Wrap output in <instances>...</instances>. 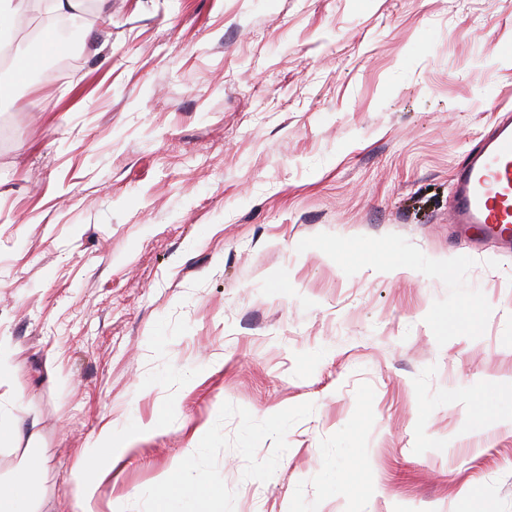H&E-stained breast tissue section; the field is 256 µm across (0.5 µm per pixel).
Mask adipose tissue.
<instances>
[{"label":"adipose tissue","instance_id":"1","mask_svg":"<svg viewBox=\"0 0 512 512\" xmlns=\"http://www.w3.org/2000/svg\"><path fill=\"white\" fill-rule=\"evenodd\" d=\"M139 431L135 425L125 437L117 438L111 426H103L92 448L86 449L81 467L73 473L79 512H96L98 486L111 472L115 457L126 451ZM44 468L43 456L35 449H25L15 477L0 484V512H35L33 505L41 496ZM189 468L188 462H181L172 477L166 478L165 489L157 497L156 512H197L200 495L187 479Z\"/></svg>","mask_w":512,"mask_h":512}]
</instances>
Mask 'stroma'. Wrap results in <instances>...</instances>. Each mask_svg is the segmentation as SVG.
<instances>
[{
	"label": "stroma",
	"mask_w": 512,
	"mask_h": 512,
	"mask_svg": "<svg viewBox=\"0 0 512 512\" xmlns=\"http://www.w3.org/2000/svg\"><path fill=\"white\" fill-rule=\"evenodd\" d=\"M82 29L67 74L0 78V409L40 512L136 421L100 512H153L183 459L204 512H512V254L448 222L512 110V0H112Z\"/></svg>",
	"instance_id": "obj_1"
}]
</instances>
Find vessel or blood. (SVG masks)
<instances>
[{
	"mask_svg": "<svg viewBox=\"0 0 512 512\" xmlns=\"http://www.w3.org/2000/svg\"><path fill=\"white\" fill-rule=\"evenodd\" d=\"M450 223L473 243L512 248V119H499L453 173Z\"/></svg>",
	"mask_w": 512,
	"mask_h": 512,
	"instance_id": "vessel-or-blood-1",
	"label": "vessel or blood"
}]
</instances>
